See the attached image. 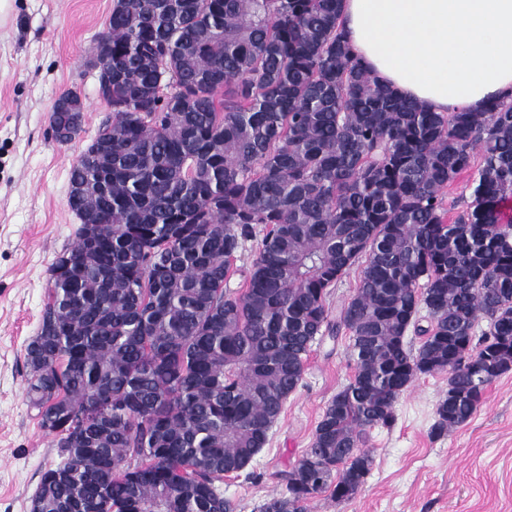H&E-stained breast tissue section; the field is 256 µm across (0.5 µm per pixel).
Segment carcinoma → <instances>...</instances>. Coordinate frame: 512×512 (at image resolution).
<instances>
[{
  "mask_svg": "<svg viewBox=\"0 0 512 512\" xmlns=\"http://www.w3.org/2000/svg\"><path fill=\"white\" fill-rule=\"evenodd\" d=\"M342 7L113 0L112 116L94 138L112 152L87 146L69 178L103 219L79 224L76 269L50 276L25 353L60 458L31 508L235 512L225 474L265 447L313 342L342 328L354 377L259 512L350 499L373 465L366 434L418 376L448 373L440 436L512 369V100L443 114L400 97L353 55ZM477 155L450 222L442 193ZM359 271L360 268L355 266L331 288L329 303L333 311L355 293L359 283Z\"/></svg>",
  "mask_w": 512,
  "mask_h": 512,
  "instance_id": "cac0c4a2",
  "label": "carcinoma"
}]
</instances>
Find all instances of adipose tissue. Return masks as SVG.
Segmentation results:
<instances>
[{
	"mask_svg": "<svg viewBox=\"0 0 512 512\" xmlns=\"http://www.w3.org/2000/svg\"><path fill=\"white\" fill-rule=\"evenodd\" d=\"M342 22L370 74L430 111L512 95V0H344Z\"/></svg>",
	"mask_w": 512,
	"mask_h": 512,
	"instance_id": "obj_1",
	"label": "adipose tissue"
}]
</instances>
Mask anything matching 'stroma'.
Instances as JSON below:
<instances>
[{
	"mask_svg": "<svg viewBox=\"0 0 512 512\" xmlns=\"http://www.w3.org/2000/svg\"><path fill=\"white\" fill-rule=\"evenodd\" d=\"M113 0H12L0 26V512H30L42 471L58 460L26 398L24 349L46 304L49 268L75 241L69 172L107 107L86 64ZM73 91L85 112L67 143L49 133L56 99ZM347 334L315 342L253 477L224 480L236 512H258L280 474L310 448L321 415L354 376ZM447 374L418 376L398 397L391 426L369 432L373 465L348 501L321 496L309 512H512V371L487 385L470 421L432 433Z\"/></svg>",
	"mask_w": 512,
	"mask_h": 512,
	"instance_id": "obj_1",
	"label": "stroma"
}]
</instances>
